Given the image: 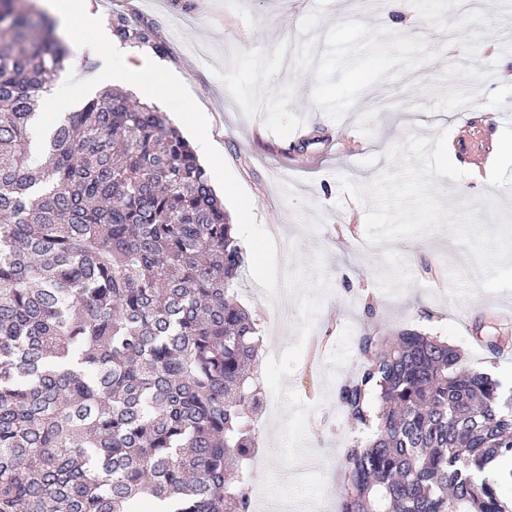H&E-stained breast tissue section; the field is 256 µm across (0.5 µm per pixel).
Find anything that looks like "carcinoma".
<instances>
[{
  "label": "carcinoma",
  "mask_w": 512,
  "mask_h": 512,
  "mask_svg": "<svg viewBox=\"0 0 512 512\" xmlns=\"http://www.w3.org/2000/svg\"><path fill=\"white\" fill-rule=\"evenodd\" d=\"M122 43L153 32L112 15ZM71 59L0 0V512H249L256 316L244 252L189 143L112 88L52 125L38 92ZM338 389L369 435L347 448L339 512H512V390L436 336L358 337Z\"/></svg>",
  "instance_id": "1"
}]
</instances>
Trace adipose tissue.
Listing matches in <instances>:
<instances>
[{
	"label": "adipose tissue",
	"mask_w": 512,
	"mask_h": 512,
	"mask_svg": "<svg viewBox=\"0 0 512 512\" xmlns=\"http://www.w3.org/2000/svg\"><path fill=\"white\" fill-rule=\"evenodd\" d=\"M49 7L64 29L78 28L88 33L89 38L83 43L85 49L102 55L112 53L123 57L122 68L109 74L112 81L134 85L137 98L141 101L152 100L159 95L160 89L153 78L162 68V61L150 49H125L114 43L98 11L93 9L91 0H51Z\"/></svg>",
	"instance_id": "obj_1"
}]
</instances>
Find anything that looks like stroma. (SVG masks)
Here are the masks:
<instances>
[{
    "label": "stroma",
    "mask_w": 512,
    "mask_h": 512,
    "mask_svg": "<svg viewBox=\"0 0 512 512\" xmlns=\"http://www.w3.org/2000/svg\"><path fill=\"white\" fill-rule=\"evenodd\" d=\"M104 21L127 13L152 23L162 60L181 84L161 103L175 126L207 113L219 149L211 180L233 186L224 210L246 258L239 300L260 320L255 368L267 395L248 462L258 491L250 512H338L336 486L356 431L337 401L359 366L366 331L410 329L457 348L468 368L512 387V293L455 299L432 272L479 275L447 229L364 249L365 204L387 150L408 135L446 134L488 180L436 181L445 207L470 206L480 225L512 223V88L496 46L512 13L484 0H95ZM62 75L99 92L120 56L83 71V31L65 33ZM484 118H477V111ZM505 348L488 353V337Z\"/></svg>",
    "instance_id": "stroma-1"
}]
</instances>
